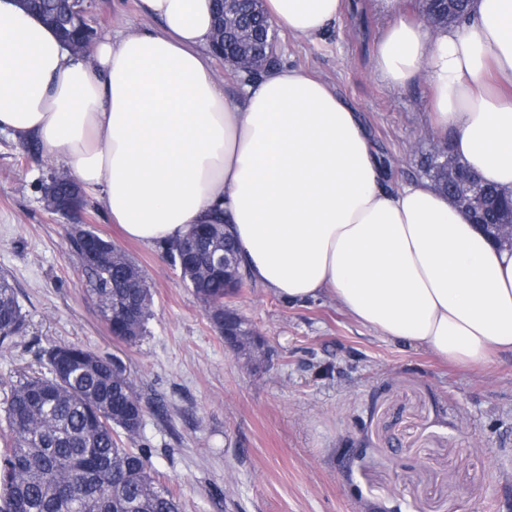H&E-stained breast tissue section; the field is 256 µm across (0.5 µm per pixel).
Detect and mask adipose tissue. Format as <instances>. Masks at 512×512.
<instances>
[{
  "mask_svg": "<svg viewBox=\"0 0 512 512\" xmlns=\"http://www.w3.org/2000/svg\"><path fill=\"white\" fill-rule=\"evenodd\" d=\"M392 18L376 67L426 74L432 127L489 184L512 191V0H471L431 29ZM146 25L74 55L0 0V132L37 139L131 240L170 244L213 210L249 276L291 303L330 297L389 341L471 368L512 355V249L425 183L381 185L378 149L323 81L275 68L230 96L208 64L210 0H139ZM343 0H266L303 37Z\"/></svg>",
  "mask_w": 512,
  "mask_h": 512,
  "instance_id": "adipose-tissue-1",
  "label": "adipose tissue"
}]
</instances>
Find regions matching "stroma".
Returning a JSON list of instances; mask_svg holds the SVG:
<instances>
[{"mask_svg": "<svg viewBox=\"0 0 512 512\" xmlns=\"http://www.w3.org/2000/svg\"><path fill=\"white\" fill-rule=\"evenodd\" d=\"M137 0H97L98 37L143 25ZM386 20L371 0H346L333 26L297 38L278 30V67L332 85L375 142L387 189L418 176L432 131L430 87H395L376 68ZM58 159L0 134V274L28 319L0 349V393L39 351L78 344L116 358L150 404L136 447L181 512H512V355L487 371L389 342L325 297L291 305L256 283L230 305L269 350L249 366L228 350L205 305L162 244L126 239L100 199L89 229L144 271L154 294L141 342L113 339L86 297L66 219L41 185Z\"/></svg>", "mask_w": 512, "mask_h": 512, "instance_id": "stroma-1", "label": "stroma"}]
</instances>
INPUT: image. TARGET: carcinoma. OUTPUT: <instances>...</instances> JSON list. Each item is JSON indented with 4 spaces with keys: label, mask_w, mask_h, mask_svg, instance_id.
Instances as JSON below:
<instances>
[{
    "label": "carcinoma",
    "mask_w": 512,
    "mask_h": 512,
    "mask_svg": "<svg viewBox=\"0 0 512 512\" xmlns=\"http://www.w3.org/2000/svg\"><path fill=\"white\" fill-rule=\"evenodd\" d=\"M50 26L60 40L76 34L58 21L72 9L71 0H17ZM469 0H418L419 12L430 13L438 26L465 19ZM263 5L241 0L226 13L238 29L239 46L261 38ZM420 169L448 192L443 159L422 154ZM215 224H198L192 238L197 246L181 255L176 266L183 282L207 309L235 310L224 305L241 290L242 273L228 279L211 267L205 275L196 266L224 250V214L213 212ZM87 282V296L96 304L113 337L138 344L152 315L150 288H129L146 280L130 259L112 263V245L98 247L97 238L71 237ZM236 338L228 346L260 352L265 341L236 317ZM26 329L17 291L0 275V347L14 345ZM5 427L0 428V512H180L179 500L154 476L151 451L127 448L139 435L147 404L125 366L77 344L53 345L10 384L0 400Z\"/></svg>",
    "instance_id": "obj_1"
}]
</instances>
